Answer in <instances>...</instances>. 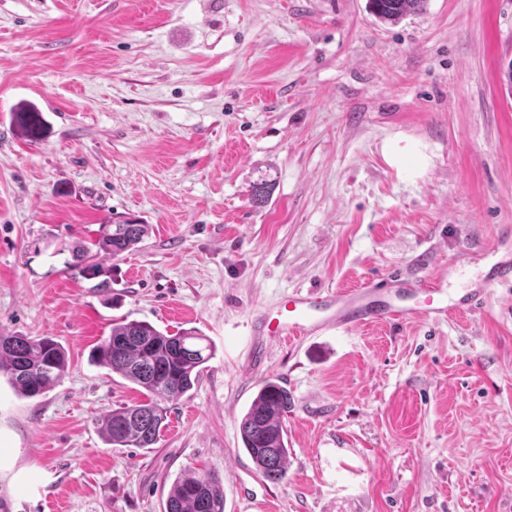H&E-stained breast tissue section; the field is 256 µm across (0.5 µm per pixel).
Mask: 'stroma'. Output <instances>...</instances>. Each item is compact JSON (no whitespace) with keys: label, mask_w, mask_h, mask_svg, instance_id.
<instances>
[{"label":"stroma","mask_w":512,"mask_h":512,"mask_svg":"<svg viewBox=\"0 0 512 512\" xmlns=\"http://www.w3.org/2000/svg\"><path fill=\"white\" fill-rule=\"evenodd\" d=\"M511 65L512 0L395 25L367 0H0V335L69 359L41 396L0 380L10 512H164L190 470L222 481L224 512H512V288L250 350L294 293L491 286L512 254ZM21 102L42 140L12 127ZM116 213L151 232L101 290L71 251ZM121 318L215 349L148 452L98 429L143 399L89 362ZM273 378L294 402L278 483L239 432ZM12 121L20 135L31 141L40 140L44 136L45 119L42 112L32 104L18 107L13 112Z\"/></svg>","instance_id":"1"}]
</instances>
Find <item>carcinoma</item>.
Segmentation results:
<instances>
[{"label": "carcinoma", "mask_w": 512, "mask_h": 512, "mask_svg": "<svg viewBox=\"0 0 512 512\" xmlns=\"http://www.w3.org/2000/svg\"><path fill=\"white\" fill-rule=\"evenodd\" d=\"M427 0H369L372 14L381 22L396 24L426 10ZM21 136L37 141L44 136L45 119L32 104L12 115ZM150 225L136 218L115 216L98 229L94 257H118L135 249L149 234ZM75 266L87 279H99L98 288L110 287L105 267L90 260L78 246ZM213 357L209 340L195 329L167 334L145 321L120 320L97 345L91 360L147 392V401L124 405L105 413L101 432L114 448L149 450L157 442L170 408L198 383L204 364ZM68 367L67 352L49 336L0 335V377H5L23 397L51 391ZM293 406L288 388L267 381L243 415L239 431L244 448L259 473L279 482L288 473V433L284 418ZM165 512H224V487L215 476L187 472L172 484Z\"/></svg>", "instance_id": "cac0c4a2"}]
</instances>
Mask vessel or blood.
I'll use <instances>...</instances> for the list:
<instances>
[{
  "mask_svg": "<svg viewBox=\"0 0 512 512\" xmlns=\"http://www.w3.org/2000/svg\"><path fill=\"white\" fill-rule=\"evenodd\" d=\"M419 292L428 296L424 311L400 303V295ZM420 314L433 320L447 318L448 302L442 297L438 282H413L394 276L345 291L291 296L277 310L259 313L253 323V334L257 338L256 348L262 349L274 341L284 342L330 327H357Z\"/></svg>",
  "mask_w": 512,
  "mask_h": 512,
  "instance_id": "vessel-or-blood-1",
  "label": "vessel or blood"
}]
</instances>
